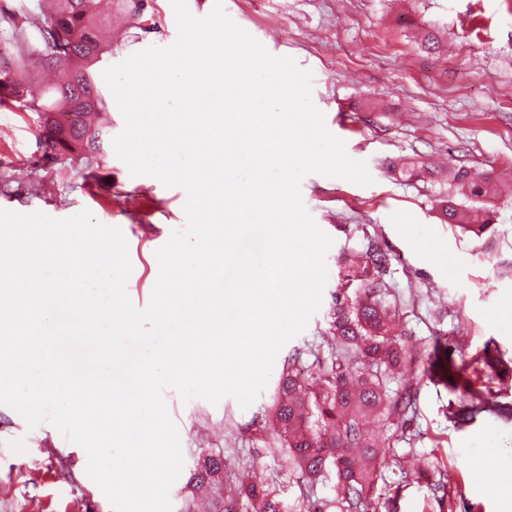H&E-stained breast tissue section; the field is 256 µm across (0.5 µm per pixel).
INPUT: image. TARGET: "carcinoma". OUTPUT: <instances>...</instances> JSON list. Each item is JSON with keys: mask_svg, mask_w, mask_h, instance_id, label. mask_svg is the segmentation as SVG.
I'll use <instances>...</instances> for the list:
<instances>
[{"mask_svg": "<svg viewBox=\"0 0 512 512\" xmlns=\"http://www.w3.org/2000/svg\"><path fill=\"white\" fill-rule=\"evenodd\" d=\"M91 0H54L49 10L24 0H0V36L13 51L0 49V105H14L34 112L40 120L44 156L50 162L66 158L94 169L103 161L104 142L110 132L108 100L98 87L93 66L112 53L98 28L112 24V14L90 9ZM130 28L154 29V7L133 11L132 0H115ZM59 71V79L39 92L28 82L30 62ZM452 194L438 201L441 221L465 233L480 236L489 227L472 223L470 207L454 197H482L490 179L472 168L459 166L440 175ZM340 282L333 295L329 333L335 342L330 358L305 375L288 366L279 382L274 418L287 450L288 468L303 478L300 495L292 503L281 499L271 483L235 484L224 500V512H392L400 485L386 484L376 493L384 471L403 470L392 452L393 432L384 437L366 428V418L383 417L384 426L404 423L413 412L415 392L400 381L407 361L403 309L386 280L389 254L378 241L367 239L357 259H340ZM429 373L459 395L465 422L474 415L500 412L496 394L489 387L477 389L463 380V368L448 358V349L437 341L428 350ZM221 462L206 457L191 481L204 486L220 478ZM335 473L330 497L316 496L319 481Z\"/></svg>", "mask_w": 512, "mask_h": 512, "instance_id": "carcinoma-1", "label": "carcinoma"}]
</instances>
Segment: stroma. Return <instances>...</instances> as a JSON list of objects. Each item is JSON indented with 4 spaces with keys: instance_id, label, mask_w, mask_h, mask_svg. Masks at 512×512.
Listing matches in <instances>:
<instances>
[{
    "instance_id": "1",
    "label": "stroma",
    "mask_w": 512,
    "mask_h": 512,
    "mask_svg": "<svg viewBox=\"0 0 512 512\" xmlns=\"http://www.w3.org/2000/svg\"><path fill=\"white\" fill-rule=\"evenodd\" d=\"M268 53L292 58L312 74V100L347 154L366 161L373 182L359 186L316 173L300 182L304 206L333 244L325 256L328 279L321 305L304 332L278 353L257 399L241 408L230 396L211 403L183 400L172 388L162 398L178 427L184 465L169 491L172 512H223L224 487L194 492L198 464L214 455L233 468L265 476L284 501L299 493L294 473L272 446L268 420L288 365L310 369L312 349L326 348L337 259L378 237L391 257L387 275L404 311L405 343L416 356L404 380L414 387L416 416L397 455L420 465L448 467V492L407 475L395 512H506L502 492L512 477V196L480 198L493 223L474 236L441 223L434 208L439 184L407 180L391 170L408 159L428 167L464 165L512 184V0H187L190 13L208 16L215 5ZM156 30L105 56L104 72L149 47L177 37L171 0H156ZM437 33L429 51L423 32ZM95 175L79 164L44 157L34 113L0 109V209L42 212L61 220L89 210L119 228L131 273L126 291L137 308L149 305L159 275L157 251L187 223L183 188L153 176H134L112 143ZM447 343L456 363L483 352L501 358L489 381L503 415H476L464 426L449 415L456 393L428 377L426 349ZM491 455L473 471L470 460ZM86 450L49 422L28 428L0 404V512H113L87 473Z\"/></svg>"
}]
</instances>
